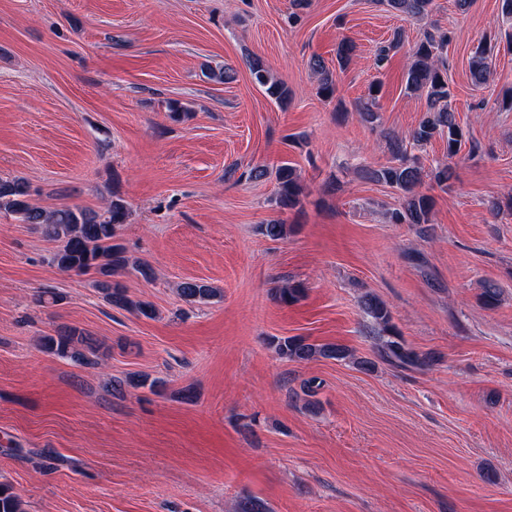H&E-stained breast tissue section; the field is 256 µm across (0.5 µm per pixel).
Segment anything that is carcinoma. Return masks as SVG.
I'll return each mask as SVG.
<instances>
[{"label":"carcinoma","instance_id":"1","mask_svg":"<svg viewBox=\"0 0 512 512\" xmlns=\"http://www.w3.org/2000/svg\"><path fill=\"white\" fill-rule=\"evenodd\" d=\"M395 13L410 17L424 18L432 12L433 0H385ZM451 36L435 27L427 30L415 45L411 62L405 71V89L425 97L426 113L412 131V141L424 146L435 137L447 140L448 159L459 153L463 132L457 123L455 112L449 102L448 75L443 54L447 50ZM403 41L401 31H396L392 40L379 48L376 62L383 66ZM495 46L487 43L478 49L470 60L472 83L480 86L491 76L490 56ZM354 46L343 40L336 47V62L344 69L351 61ZM254 81L264 89L271 99L283 103L289 98L288 86L275 77L267 65L259 58L249 62ZM312 74L318 81V92L329 99L335 96L336 79L333 71L325 66L322 59L315 57L310 62ZM379 86L369 89L366 101L357 109L362 120L372 123L377 120ZM395 161L380 168H370L365 172L369 181L384 183L396 189L401 195L400 207L389 213L392 224H427L433 207L432 198L421 191L424 183V170L420 164L407 157L406 150L398 137L387 135ZM278 204L282 209L297 205L302 194L294 167L284 162L275 169ZM31 186L23 179H0V213L15 216L24 224H34L42 233L57 243L49 262L61 271L87 274L95 272L99 277V287L104 298L114 308L125 310L139 317L152 319L156 316L153 304L130 298L125 287L114 277L128 269H133L149 281L155 277L153 268L129 258L125 249L113 243L117 228L126 223L128 208L123 199L112 195V200L102 213L82 208H60L44 210L31 203ZM178 295L187 302L204 303L217 295V290L198 280H185L177 285ZM301 289L294 286L273 289L274 299L289 306L298 301ZM360 306L380 328L376 337L377 356L398 367L427 368L434 358L420 355L406 348L396 336L391 324L388 307L373 294H366ZM282 358L305 362L316 358L342 361L350 357L349 349L341 344L308 343L299 338H277L272 341ZM41 348L60 358H69L85 365L99 364L100 347L93 345L92 339L77 327H66L55 336L40 338ZM0 512H26V502L8 483L0 482Z\"/></svg>","mask_w":512,"mask_h":512}]
</instances>
